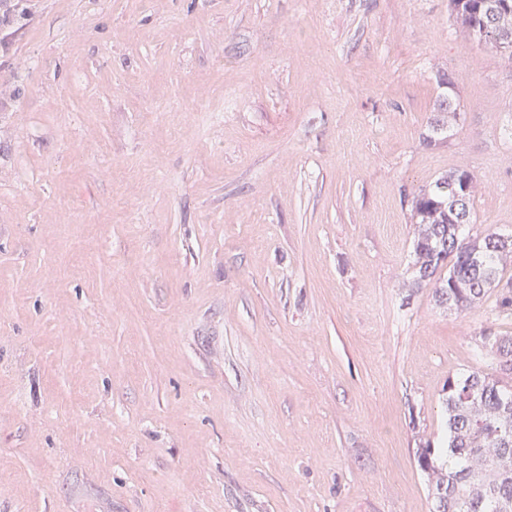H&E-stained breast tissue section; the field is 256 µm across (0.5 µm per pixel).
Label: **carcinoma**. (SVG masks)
Segmentation results:
<instances>
[{"instance_id":"cac0c4a2","label":"carcinoma","mask_w":512,"mask_h":512,"mask_svg":"<svg viewBox=\"0 0 512 512\" xmlns=\"http://www.w3.org/2000/svg\"><path fill=\"white\" fill-rule=\"evenodd\" d=\"M457 27L512 59V0H451ZM466 191L473 210L477 181L455 170L422 188L411 202L418 282L433 283L441 307L458 312L484 303L499 289L495 312L512 314V233H473L460 218L456 192ZM448 268V274L436 273ZM482 355L495 373L479 368L450 376L446 384L448 442L417 449L418 465L429 478L434 512H512V336L500 344L480 332Z\"/></svg>"}]
</instances>
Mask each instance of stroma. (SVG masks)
Returning <instances> with one entry per match:
<instances>
[{"instance_id":"stroma-1","label":"stroma","mask_w":512,"mask_h":512,"mask_svg":"<svg viewBox=\"0 0 512 512\" xmlns=\"http://www.w3.org/2000/svg\"><path fill=\"white\" fill-rule=\"evenodd\" d=\"M510 125L450 0H0V512H431L512 316L415 284L411 198L512 233Z\"/></svg>"}]
</instances>
